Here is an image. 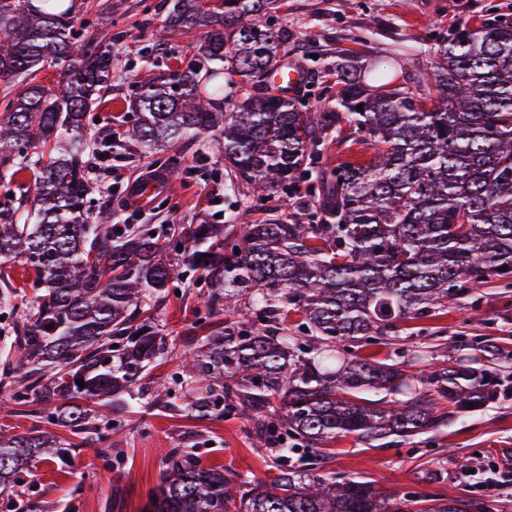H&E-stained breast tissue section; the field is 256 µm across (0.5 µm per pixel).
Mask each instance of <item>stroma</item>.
Listing matches in <instances>:
<instances>
[{
  "instance_id": "35a3bbf8",
  "label": "stroma",
  "mask_w": 512,
  "mask_h": 512,
  "mask_svg": "<svg viewBox=\"0 0 512 512\" xmlns=\"http://www.w3.org/2000/svg\"><path fill=\"white\" fill-rule=\"evenodd\" d=\"M168 6L169 0H95L91 10L77 6L83 39L112 52V90L91 111L88 138L121 123L125 102L146 70L191 58L184 41L155 43V30ZM500 14H512V0H283L266 23L289 30L284 60L305 67L308 79L296 97L304 111L315 112L336 98L331 70L338 51L404 62V70L394 73L399 84L404 75L430 67V48L449 29L474 27L480 19ZM323 154L331 169L344 161L370 162L374 152L356 141L346 125L327 136ZM180 163L182 170L163 205L141 217L125 208L115 188L155 168L157 158L127 138L113 144L109 171L88 173L91 219L164 229L171 224H229L245 212L255 222L275 216L309 224L317 211L320 170L286 191L257 200L229 179L218 134L185 141ZM0 272L9 275L14 297L13 308H1L0 317L20 321L37 297L31 273L17 259L0 264ZM177 273L174 290L148 305L165 338L166 353L144 378L137 398L110 423L91 430L93 449H76L71 466L45 460L34 474L23 475L12 497L0 496V512H25L30 504L37 505V512H142L149 492L161 482L164 456L173 450L192 453L202 465L223 468L236 480L264 482L278 475L279 451L257 442L253 419H195L196 398L221 396L222 389L182 375L179 364L196 346L202 326L223 323L225 315L205 308L190 270L181 266ZM487 339L511 352L492 365L483 359L475 362L479 368L493 367L500 377L505 393L496 402L456 415L447 428L382 448L351 438L330 443L317 462L319 473L374 480L400 498L404 512H417L423 499L455 497L473 501L477 512H512V481L500 469L502 459L512 457V285L493 281L445 310L403 323L374 352L380 358L393 359L402 352L414 356L420 370L471 353ZM160 387L165 390L161 396L156 393Z\"/></svg>"
}]
</instances>
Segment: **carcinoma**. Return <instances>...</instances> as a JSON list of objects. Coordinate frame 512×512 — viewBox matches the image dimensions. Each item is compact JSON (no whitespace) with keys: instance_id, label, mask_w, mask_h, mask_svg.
I'll return each instance as SVG.
<instances>
[{"instance_id":"1","label":"carcinoma","mask_w":512,"mask_h":512,"mask_svg":"<svg viewBox=\"0 0 512 512\" xmlns=\"http://www.w3.org/2000/svg\"><path fill=\"white\" fill-rule=\"evenodd\" d=\"M280 5L170 0L157 34L188 40L194 58L139 81L127 135L148 154L166 153L175 176L180 144L217 132L230 177L259 198L303 177L344 121L372 145L375 161L325 173L320 224L269 218L152 236L94 224L85 209L84 131L92 106L112 91V52L80 39L65 0H0V82L10 95L0 112V166L31 171L34 186L33 207L0 210V257L23 261L42 291L8 330L19 363L16 405L37 401L47 422L75 434L94 426L89 403L124 406L164 353L143 302L167 293L175 259L201 281L210 310L233 314L241 297H255L251 317L204 336L184 368L221 385L223 414L255 418L262 440L291 438L314 451L352 437L382 447L497 397L488 368L448 360L409 373L363 350L402 321L512 278V21L451 29L432 48L431 70L389 90L367 80L390 85L392 67L340 51L336 106L305 112L275 86L290 34L263 18ZM47 66L63 71L58 92L36 79ZM240 81L247 89L228 112ZM292 313L302 318L293 330ZM380 391L402 399L362 397ZM43 455L66 463L72 449L39 428L0 430V495L13 493ZM165 464L148 512H390L393 497L357 477L313 474L286 454L270 483L248 489L240 481L236 491L224 468L187 452L166 454ZM471 507L456 497L420 512Z\"/></svg>"}]
</instances>
